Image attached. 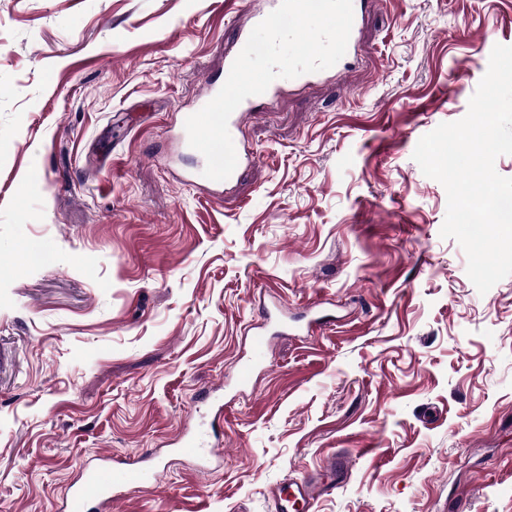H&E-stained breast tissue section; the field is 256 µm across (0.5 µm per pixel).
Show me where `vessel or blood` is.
<instances>
[{
	"label": "vessel or blood",
	"instance_id": "1",
	"mask_svg": "<svg viewBox=\"0 0 512 512\" xmlns=\"http://www.w3.org/2000/svg\"><path fill=\"white\" fill-rule=\"evenodd\" d=\"M264 13L251 16L247 26L238 28L233 47L224 53L225 66H232L243 49L255 24L264 20ZM345 455L331 457L315 474L290 481L288 486L273 489L275 512H310L324 494L342 482L349 471ZM150 470L136 465L92 469L66 497V512H117L128 492L140 489L151 478Z\"/></svg>",
	"mask_w": 512,
	"mask_h": 512
}]
</instances>
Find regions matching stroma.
Segmentation results:
<instances>
[{
    "label": "stroma",
    "mask_w": 512,
    "mask_h": 512,
    "mask_svg": "<svg viewBox=\"0 0 512 512\" xmlns=\"http://www.w3.org/2000/svg\"><path fill=\"white\" fill-rule=\"evenodd\" d=\"M266 6L0 0V512H61L106 452L160 467L120 512H272L339 452L314 512H512V276L477 291L413 159L512 0H380L350 71L245 117L254 160L209 200L180 116Z\"/></svg>",
    "instance_id": "stroma-1"
}]
</instances>
